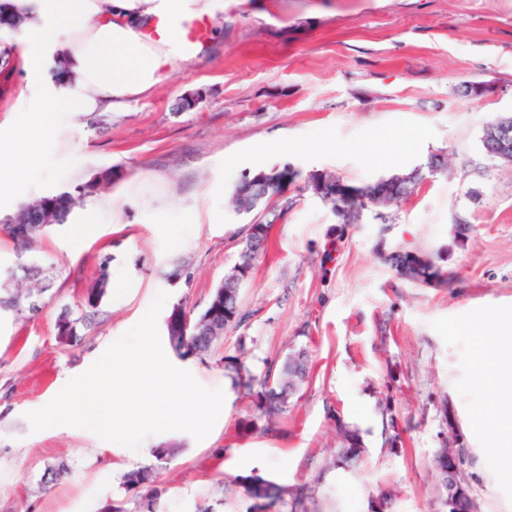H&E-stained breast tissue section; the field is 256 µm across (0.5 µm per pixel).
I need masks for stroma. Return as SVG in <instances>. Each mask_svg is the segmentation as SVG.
Here are the masks:
<instances>
[{
    "mask_svg": "<svg viewBox=\"0 0 512 512\" xmlns=\"http://www.w3.org/2000/svg\"><path fill=\"white\" fill-rule=\"evenodd\" d=\"M201 54L180 63L127 111L62 115L59 144L37 173L16 174L17 197L0 200V223L21 204L115 168L119 184L146 180L167 205H220L194 223L172 214L122 223L95 211L83 240L67 220L25 247L0 231V281L20 264L39 267L45 288L34 312L0 310V512H101L125 506V472L154 466L161 492L153 512H255L235 481L258 476L315 491L316 512H447L436 458L453 434L464 439L462 470L480 512H512L507 433L496 422L495 370L486 353L490 318L512 312V163L481 149L486 125L512 115V0H225ZM486 86L463 96V84ZM0 135L31 120L19 95L26 80L0 71ZM199 97L186 109L184 99ZM442 155L399 203L342 223L308 187L313 173L355 186L407 173ZM289 166L299 177L292 205L273 224L267 251L239 290L246 320L225 330L205 359L165 354L205 388L224 387L221 414L203 440L169 431L166 461L112 451L91 431L32 432L70 373L93 364L144 316L158 292L200 314L235 265L250 216L225 200L246 175ZM470 224L458 235L457 222ZM429 257L450 285L392 272L385 254ZM110 279L94 312L81 301L98 276ZM80 317L78 340L60 345L64 309ZM306 349L311 371L274 431L256 422L253 396L234 386L226 359L253 375ZM363 450L336 467L340 425ZM396 445H389L392 433ZM67 471L53 483L44 475Z\"/></svg>",
    "mask_w": 512,
    "mask_h": 512,
    "instance_id": "obj_1",
    "label": "stroma"
}]
</instances>
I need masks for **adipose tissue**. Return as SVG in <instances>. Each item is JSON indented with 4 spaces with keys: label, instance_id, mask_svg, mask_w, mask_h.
<instances>
[{
    "label": "adipose tissue",
    "instance_id": "ef3b65f1",
    "mask_svg": "<svg viewBox=\"0 0 512 512\" xmlns=\"http://www.w3.org/2000/svg\"><path fill=\"white\" fill-rule=\"evenodd\" d=\"M224 14V0H0V17L14 22L16 64L27 78L33 125L16 129L6 151L37 165L57 142L61 112L125 111L151 93L185 56L183 21ZM172 27L160 40L149 32L156 19ZM62 58L65 72L44 77L47 62Z\"/></svg>",
    "mask_w": 512,
    "mask_h": 512
}]
</instances>
